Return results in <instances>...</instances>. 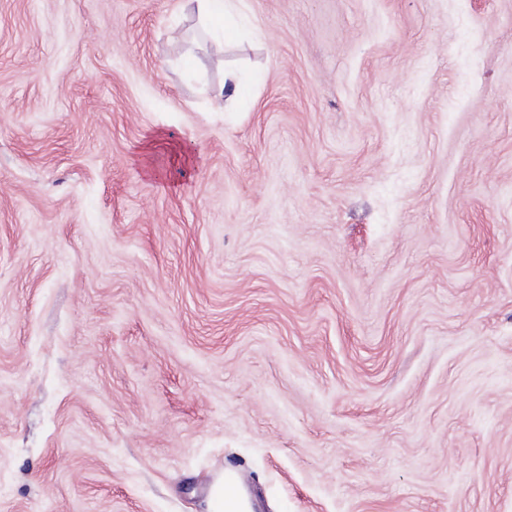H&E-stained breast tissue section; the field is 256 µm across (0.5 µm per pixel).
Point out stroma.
<instances>
[{
    "label": "stroma",
    "instance_id": "obj_1",
    "mask_svg": "<svg viewBox=\"0 0 512 512\" xmlns=\"http://www.w3.org/2000/svg\"><path fill=\"white\" fill-rule=\"evenodd\" d=\"M222 470L512 512V0H0V512ZM213 43L219 48L224 41L240 35L246 19L245 0H186ZM224 85L227 89V96L224 98V111L233 108L238 100L249 90V81L242 75L229 72L224 76Z\"/></svg>",
    "mask_w": 512,
    "mask_h": 512
}]
</instances>
